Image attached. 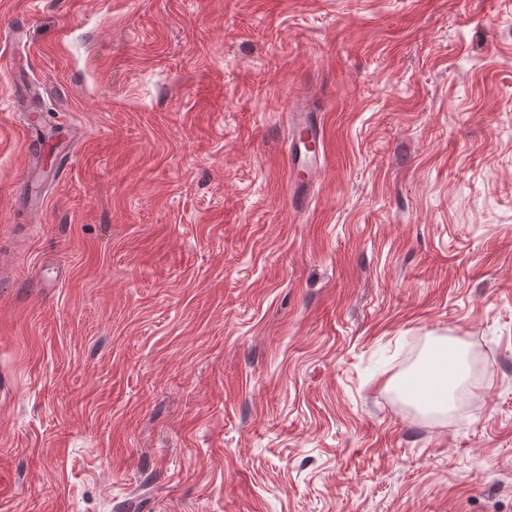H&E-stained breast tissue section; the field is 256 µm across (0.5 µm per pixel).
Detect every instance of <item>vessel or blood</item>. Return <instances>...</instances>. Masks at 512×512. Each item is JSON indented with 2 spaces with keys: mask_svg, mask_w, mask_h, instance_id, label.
Masks as SVG:
<instances>
[{
  "mask_svg": "<svg viewBox=\"0 0 512 512\" xmlns=\"http://www.w3.org/2000/svg\"><path fill=\"white\" fill-rule=\"evenodd\" d=\"M290 167L289 178L292 193L307 189L309 182L303 177L304 172L316 167L320 161L321 128L317 123L312 107L302 105L290 114ZM441 384L438 371L432 370L418 377L409 379L404 385L408 396L426 401L431 399Z\"/></svg>",
  "mask_w": 512,
  "mask_h": 512,
  "instance_id": "vessel-or-blood-1",
  "label": "vessel or blood"
}]
</instances>
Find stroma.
Returning a JSON list of instances; mask_svg holds the SVG:
<instances>
[{
	"mask_svg": "<svg viewBox=\"0 0 512 512\" xmlns=\"http://www.w3.org/2000/svg\"><path fill=\"white\" fill-rule=\"evenodd\" d=\"M9 29L0 512H512V0H0ZM435 336L481 350L475 412L393 391ZM291 120L290 129V167L289 178L290 189L297 205L302 203L298 193L307 189L311 180H305L300 173L304 174L313 167L317 168L320 163L321 128L315 120V113L310 105L297 106L289 113ZM304 148L303 157L298 146Z\"/></svg>",
	"mask_w": 512,
	"mask_h": 512,
	"instance_id": "stroma-1",
	"label": "stroma"
}]
</instances>
